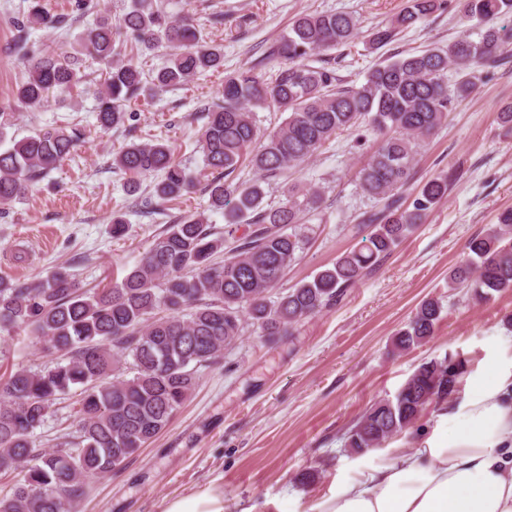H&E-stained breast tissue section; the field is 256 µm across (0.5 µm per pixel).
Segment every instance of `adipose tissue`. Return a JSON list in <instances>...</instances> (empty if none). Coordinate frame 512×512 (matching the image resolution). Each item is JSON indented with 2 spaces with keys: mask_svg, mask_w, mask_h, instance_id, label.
Here are the masks:
<instances>
[{
  "mask_svg": "<svg viewBox=\"0 0 512 512\" xmlns=\"http://www.w3.org/2000/svg\"><path fill=\"white\" fill-rule=\"evenodd\" d=\"M466 380L416 448L338 484L316 512H512V359Z\"/></svg>",
  "mask_w": 512,
  "mask_h": 512,
  "instance_id": "1",
  "label": "adipose tissue"
}]
</instances>
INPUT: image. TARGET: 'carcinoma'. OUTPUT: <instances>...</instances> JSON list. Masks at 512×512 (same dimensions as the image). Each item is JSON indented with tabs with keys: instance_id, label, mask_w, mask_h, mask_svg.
Segmentation results:
<instances>
[{
	"instance_id": "carcinoma-1",
	"label": "carcinoma",
	"mask_w": 512,
	"mask_h": 512,
	"mask_svg": "<svg viewBox=\"0 0 512 512\" xmlns=\"http://www.w3.org/2000/svg\"><path fill=\"white\" fill-rule=\"evenodd\" d=\"M446 7V0H408L389 23L371 33L384 45L398 31ZM467 18L487 23L480 38H459L445 48L412 53L372 69L354 88H333L336 76L304 63L306 57L343 45L357 35V23L341 13L296 18L277 53L282 65L262 80L251 68L224 76L222 103L208 109L200 136L206 189L212 211L248 232L225 248L226 239L203 214L169 225L124 280L108 289L86 288L64 268L32 281L0 277V340L24 328L42 339L57 362L43 369H17L0 381V478L10 481L0 512H76L89 494V475L108 476L161 433L196 389L202 367L218 364L224 349L243 335L245 320L262 335L290 336L302 321L337 304L348 289L374 271L448 196L452 175L439 174L420 185L413 198L403 188L414 178L420 142L448 120L453 103L476 89V72L492 66L512 33L494 20L511 15L512 0H457ZM66 21L31 0L18 21L14 52L25 74L16 102L39 110L55 92L70 90L86 77L82 58L57 48L33 52L29 31L62 29ZM146 49H175L167 64L150 75L115 47L114 34ZM113 32L100 17L82 38L85 56L104 67L103 105L97 122L104 132L125 120V105L151 84L165 90L185 85L224 67V54L199 45L187 17L174 19L161 0H130ZM460 79L448 88V68ZM288 113L274 131L260 136L254 112ZM14 113L0 107V204L26 196L48 169L67 158L78 137L63 128L36 132L4 147ZM365 125L376 148L358 172V185L377 209L353 225L359 243L275 299L270 292L303 252L306 215L322 202L317 188L288 185L276 208L263 206L256 180L233 184L229 177L247 162L263 176H275L310 158L340 132ZM112 166L130 175L129 187L157 175L155 195L171 201L190 192L195 178L164 142H131L113 155ZM464 262L448 274V289L466 288L487 300L512 291V209L468 241ZM438 301H423L394 336L399 352L429 342L441 319ZM461 353L418 365L395 398L365 410L347 435L358 452L377 448L411 429L427 406L454 397L468 373ZM75 398L78 428L42 448L35 431L52 406Z\"/></svg>"
}]
</instances>
